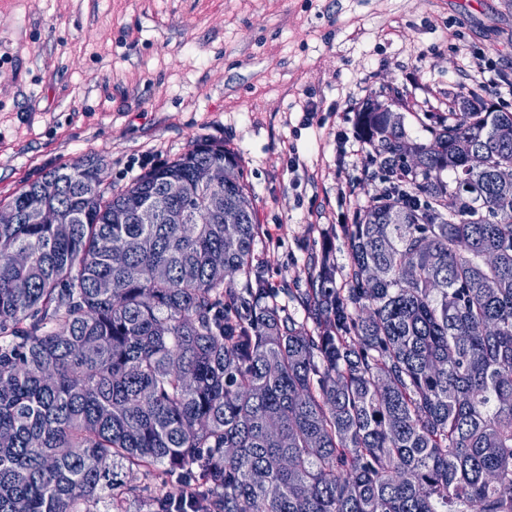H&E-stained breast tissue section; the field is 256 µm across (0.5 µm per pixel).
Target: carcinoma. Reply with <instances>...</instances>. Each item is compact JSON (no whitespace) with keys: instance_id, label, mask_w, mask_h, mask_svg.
<instances>
[{"instance_id":"1","label":"carcinoma","mask_w":512,"mask_h":512,"mask_svg":"<svg viewBox=\"0 0 512 512\" xmlns=\"http://www.w3.org/2000/svg\"><path fill=\"white\" fill-rule=\"evenodd\" d=\"M392 105L358 112L385 189L344 229L349 288L313 278L315 335L265 298L241 175L238 224L192 180L239 170L222 145L110 192L89 156L8 200L0 512H512V107L461 94L419 143ZM235 172L229 167L216 168L210 164L199 165L193 172V179L197 185L214 188L224 185V181H233Z\"/></svg>"}]
</instances>
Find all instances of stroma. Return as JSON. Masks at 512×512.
<instances>
[{
  "label": "stroma",
  "mask_w": 512,
  "mask_h": 512,
  "mask_svg": "<svg viewBox=\"0 0 512 512\" xmlns=\"http://www.w3.org/2000/svg\"><path fill=\"white\" fill-rule=\"evenodd\" d=\"M480 63L512 80V0H0V199L88 155L122 187L222 143L253 266L303 323L324 252L346 287L343 228L382 191L359 110L402 99L429 141Z\"/></svg>",
  "instance_id": "35a3bbf8"
}]
</instances>
